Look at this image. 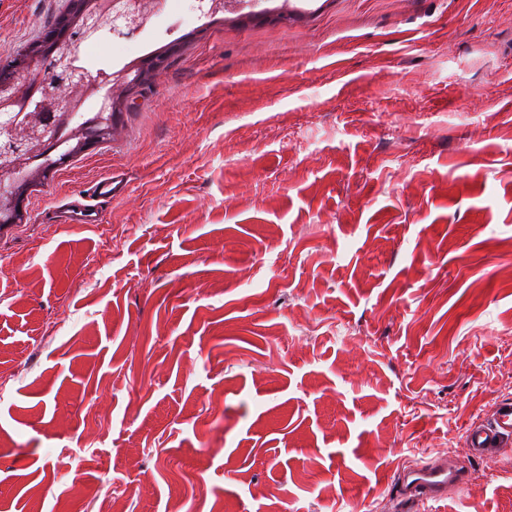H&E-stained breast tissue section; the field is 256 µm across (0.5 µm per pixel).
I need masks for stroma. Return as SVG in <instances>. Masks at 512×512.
I'll list each match as a JSON object with an SVG mask.
<instances>
[{
  "instance_id": "stroma-1",
  "label": "stroma",
  "mask_w": 512,
  "mask_h": 512,
  "mask_svg": "<svg viewBox=\"0 0 512 512\" xmlns=\"http://www.w3.org/2000/svg\"><path fill=\"white\" fill-rule=\"evenodd\" d=\"M62 2L0 0V52ZM173 4L89 45L173 50L0 232V512H403L512 402V0ZM460 469L424 512H512V443ZM56 221L59 224H102V213L96 204H77L64 209ZM462 481V478L449 475L448 470L440 466L425 465L409 471L401 480L402 486L408 490V510H421L418 506L428 499L440 497L449 482H454L458 486Z\"/></svg>"
}]
</instances>
